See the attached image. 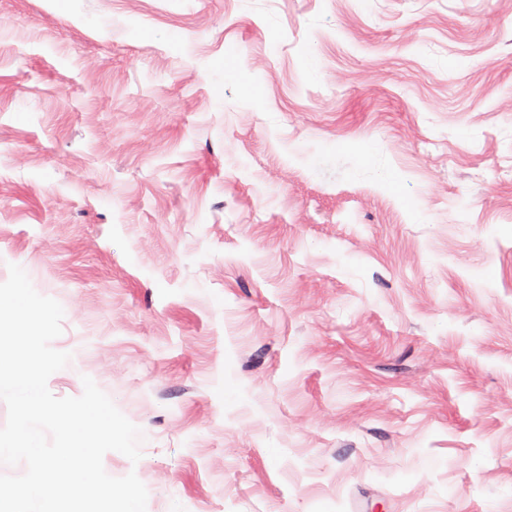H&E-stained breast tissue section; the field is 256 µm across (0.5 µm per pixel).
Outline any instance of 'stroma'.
I'll list each match as a JSON object with an SVG mask.
<instances>
[{"instance_id": "obj_1", "label": "stroma", "mask_w": 512, "mask_h": 512, "mask_svg": "<svg viewBox=\"0 0 512 512\" xmlns=\"http://www.w3.org/2000/svg\"><path fill=\"white\" fill-rule=\"evenodd\" d=\"M12 264L147 512H512V0H0Z\"/></svg>"}]
</instances>
